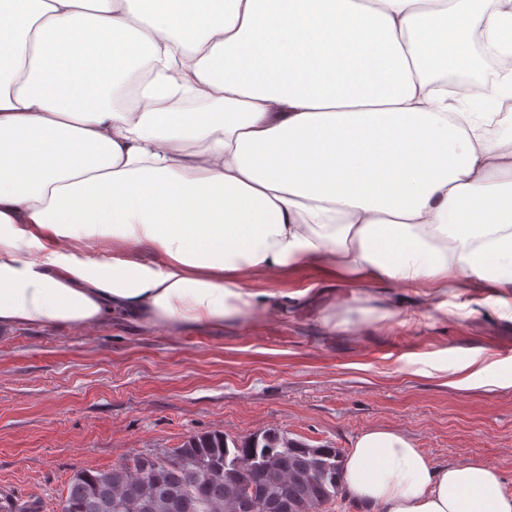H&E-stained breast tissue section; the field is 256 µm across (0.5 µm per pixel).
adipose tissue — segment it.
I'll return each instance as SVG.
<instances>
[{
  "label": "adipose tissue",
  "mask_w": 512,
  "mask_h": 512,
  "mask_svg": "<svg viewBox=\"0 0 512 512\" xmlns=\"http://www.w3.org/2000/svg\"><path fill=\"white\" fill-rule=\"evenodd\" d=\"M213 2L180 38L149 0H0V327L238 329L278 309L251 276L303 266L344 291L332 332L395 318L388 283L511 310L512 0ZM272 22L289 65L246 77ZM328 24L377 36L380 91L301 86ZM502 483L385 427L341 478L365 512H512Z\"/></svg>",
  "instance_id": "ef3b65f1"
}]
</instances>
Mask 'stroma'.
<instances>
[{"label": "stroma", "instance_id": "35a3bbf8", "mask_svg": "<svg viewBox=\"0 0 512 512\" xmlns=\"http://www.w3.org/2000/svg\"><path fill=\"white\" fill-rule=\"evenodd\" d=\"M252 283L285 293V311L235 332L0 328V487L58 512L76 471L160 456L192 434L276 429L344 450L387 427L434 464H492L512 494V315L424 318L421 284L390 324L335 333L317 319L330 299L317 270ZM482 350L491 391L452 371Z\"/></svg>", "mask_w": 512, "mask_h": 512}]
</instances>
